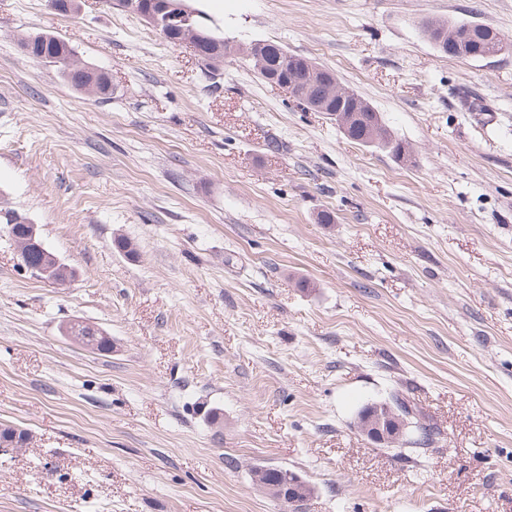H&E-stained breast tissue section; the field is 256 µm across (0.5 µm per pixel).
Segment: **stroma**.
Instances as JSON below:
<instances>
[{"mask_svg": "<svg viewBox=\"0 0 512 512\" xmlns=\"http://www.w3.org/2000/svg\"><path fill=\"white\" fill-rule=\"evenodd\" d=\"M189 3L233 45L333 70L411 158L244 55L211 83L106 0H0V208L76 271L42 281L0 231V425L30 437L0 454V512H289L258 467L312 487L302 512H512V0ZM427 20L485 23L507 48L441 54ZM36 32L107 72L111 97L30 59ZM73 318L111 352L64 336ZM396 391L432 447L399 457L358 431ZM78 324H80V325H89L93 329L97 330L100 334H103V336L96 335V331H92L91 328H86V329H82L81 332H79L80 335L79 334L76 335L77 337L82 336L83 339H86L87 344L91 345L90 349L96 350L99 353H106V352H110L112 350V339H111V337L110 336H105L107 334L102 329L96 327L93 324L87 323L85 321L77 320V319H72L71 321H69L65 325V333H67V331L70 332L69 328L71 326L72 327H77Z\"/></svg>", "mask_w": 512, "mask_h": 512, "instance_id": "stroma-1", "label": "stroma"}]
</instances>
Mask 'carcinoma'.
I'll use <instances>...</instances> for the list:
<instances>
[{"label": "carcinoma", "instance_id": "obj_1", "mask_svg": "<svg viewBox=\"0 0 512 512\" xmlns=\"http://www.w3.org/2000/svg\"><path fill=\"white\" fill-rule=\"evenodd\" d=\"M489 26L471 20H462L457 22H447L444 20L430 21L425 24L424 34L433 44L438 45L442 40L448 45L458 48V51L452 53L455 58L461 59H485L498 55L504 49L503 41H493L487 38ZM62 39L47 33L41 34L30 48L31 59L38 63H48L54 58L58 43ZM288 51L280 44L275 42L268 43L264 56V66L267 69L284 73L294 80L309 86L312 93L321 92V80L318 75L309 71L290 72L285 67V56ZM61 76L77 89L85 90L95 95H107L112 92V86L103 83L108 78V74L93 69L83 64L76 56L71 54V59L67 67H58ZM336 106L341 110V115L350 122L349 137L361 144H368L372 147L380 148L385 152L406 159L408 156V147L398 139L377 111H369L371 105L364 99L357 96H349L336 101ZM14 213L12 209H0V224L8 225V232L12 233L17 239L25 236V225L10 217ZM80 336L86 339L91 349L100 353H106L112 350V338L96 334L90 328L81 330ZM394 404L400 407L408 419L415 420L414 428L407 429L404 437V444L413 447H424L435 443L438 432L421 420L417 419L418 410L409 404L405 399L396 396ZM290 470L285 468L268 467L260 468L253 473V482L259 488H279L285 493L304 502L312 494L313 489L307 483H288Z\"/></svg>", "mask_w": 512, "mask_h": 512}]
</instances>
